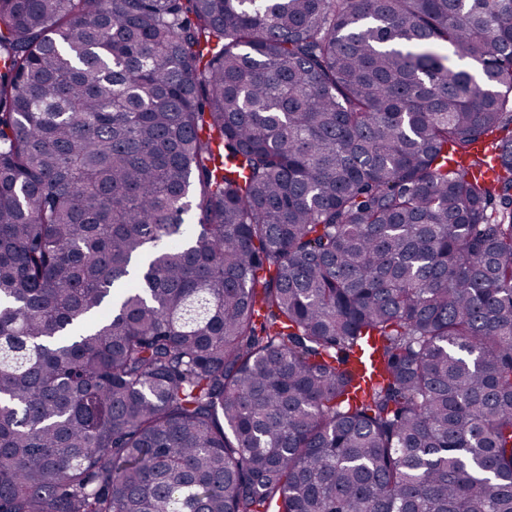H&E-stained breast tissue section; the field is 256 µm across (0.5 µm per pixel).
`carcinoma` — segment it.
Wrapping results in <instances>:
<instances>
[{"label": "carcinoma", "mask_w": 512, "mask_h": 512, "mask_svg": "<svg viewBox=\"0 0 512 512\" xmlns=\"http://www.w3.org/2000/svg\"><path fill=\"white\" fill-rule=\"evenodd\" d=\"M0 512H512V0H0Z\"/></svg>", "instance_id": "cac0c4a2"}]
</instances>
